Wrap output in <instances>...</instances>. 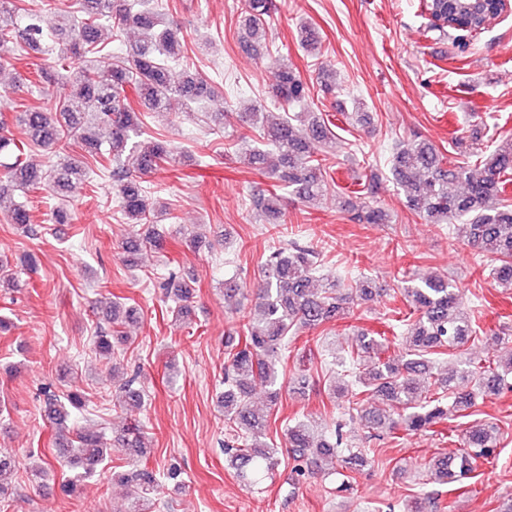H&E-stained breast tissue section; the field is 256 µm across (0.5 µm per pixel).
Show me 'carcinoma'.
<instances>
[{"label": "carcinoma", "instance_id": "carcinoma-1", "mask_svg": "<svg viewBox=\"0 0 512 512\" xmlns=\"http://www.w3.org/2000/svg\"><path fill=\"white\" fill-rule=\"evenodd\" d=\"M25 0H0V69L13 66L25 49H35L46 41L58 48L54 64L60 71L71 70L72 93L48 112L30 107L15 116L22 136L4 133L0 120V179L4 178L28 190L48 187L64 200L83 188L89 171L106 169L119 199V212L126 223L134 226L154 223L155 215L144 198L140 179L165 173L179 161L177 152L161 140L145 146L138 141L144 135L140 126L139 106L156 112L170 110L171 100L178 97L190 104H200L214 94V88L190 68L187 45L179 33L162 26L160 13L150 0H77L79 10L72 12L46 0L43 8L23 6ZM243 25L247 39L240 42L246 54L260 51L266 39V18L272 0H246ZM120 39L122 31L132 26L140 39L126 53L113 56L112 66L98 70L90 56L103 49L101 32L104 24ZM180 61L183 69L175 74L168 62ZM135 99H129L126 88ZM309 88L298 72L284 63L280 66L273 99L283 112L303 104ZM239 121L260 131L263 147L242 155L243 164L268 170L288 192L305 202L319 199L327 190L323 166L315 155L333 137L325 120L312 112H295L281 119L269 118L262 108L238 114ZM81 142L85 155L69 156L65 147ZM58 146L50 170L41 173L26 160L27 142ZM390 172L402 188L405 206L432 224H450L462 243L494 261L490 274L499 284L512 288V204L501 198L506 176L512 174V141L499 144L493 151L473 163L448 165L435 146L425 139L402 146L391 160ZM253 205L271 220L282 216L280 196L260 190ZM353 212L358 224H387V211L367 203L354 205L342 201ZM10 222L24 234L32 232L29 213L22 206L10 212ZM161 239L154 233H136L123 242L126 261L131 262L143 249L159 247ZM316 252L310 246L292 244L286 250L273 251L258 278L244 287L236 277L224 280V301L238 310L242 301L254 300L247 320L240 325L237 342L231 345L224 363V394L220 404L224 417L237 428V438L224 448V464L246 486L262 484L279 465V449L270 447L266 436L270 429L268 415L251 409L252 384L269 387L271 405L282 397L283 380L279 373V355L288 337L303 329L314 330L344 315L343 301L367 300L380 296L385 289L365 281L337 296L334 280L316 279ZM170 275L163 287L174 288L178 313L188 310L194 299L192 287L176 283ZM410 315L392 330H407V356L399 364L389 355L394 341L381 334L361 333L341 357L340 364L350 369L348 379L333 386L332 392L347 399L348 406L360 413L363 425L371 430L408 433L425 431L448 419L451 411L472 408L479 398L500 394L512 377V357L506 365L487 368L470 360L459 365L456 373L434 391L426 387L432 379L433 359L463 347L476 333L467 311L461 308L458 290L440 275H430L418 284L403 289ZM110 328L96 336V354L112 359V337L122 335L119 327L133 319V310L113 302L105 308ZM139 374L134 372L119 387L123 402L142 404ZM379 396L389 410L380 412L364 407L366 398ZM44 413L60 436L66 407L83 406L77 393L61 400L55 392L43 394ZM288 445L309 452L305 467L297 474L311 479L335 462L338 449H347L344 467L359 472L369 464L366 454L350 450L344 440L343 427L336 424L334 434H318L299 418L287 428ZM463 444L457 456L446 454L432 458L426 466L428 481L438 484L461 483L479 466L496 457L497 438L492 429L473 424L460 433ZM113 442L126 452L131 468L120 475L122 483L135 485L137 492L116 512H155L157 496L170 481L181 480L182 472L171 466L159 474L137 465L145 454V442L139 426L131 425L114 437ZM76 446L67 449L61 465L80 467L82 472L68 480V489L96 473L110 457L108 442L97 431L83 429L76 433ZM16 468V459L0 452V498L11 495L5 484L7 475Z\"/></svg>", "mask_w": 512, "mask_h": 512}]
</instances>
